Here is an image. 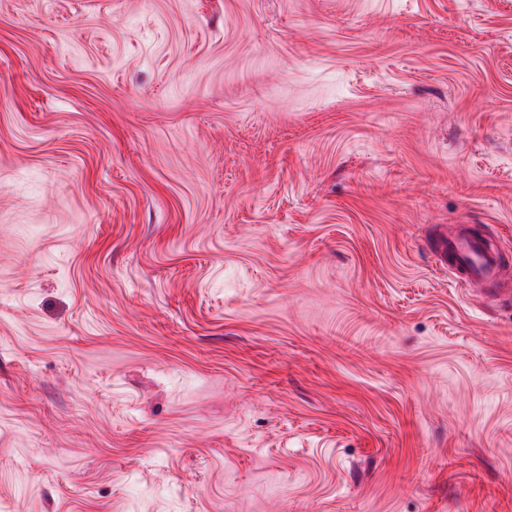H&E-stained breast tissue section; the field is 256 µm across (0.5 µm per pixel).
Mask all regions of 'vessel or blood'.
Segmentation results:
<instances>
[{
	"instance_id": "1",
	"label": "vessel or blood",
	"mask_w": 512,
	"mask_h": 512,
	"mask_svg": "<svg viewBox=\"0 0 512 512\" xmlns=\"http://www.w3.org/2000/svg\"><path fill=\"white\" fill-rule=\"evenodd\" d=\"M435 257L461 287L488 297L496 294L504 265L499 252L490 248L482 236L464 232L443 239Z\"/></svg>"
}]
</instances>
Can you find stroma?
Segmentation results:
<instances>
[{"label":"stroma","mask_w":512,"mask_h":512,"mask_svg":"<svg viewBox=\"0 0 512 512\" xmlns=\"http://www.w3.org/2000/svg\"><path fill=\"white\" fill-rule=\"evenodd\" d=\"M512 0H0V512H512ZM435 257L457 284L469 288L472 294H496L505 266L499 252L490 248L482 236L464 232L444 238Z\"/></svg>","instance_id":"35a3bbf8"}]
</instances>
